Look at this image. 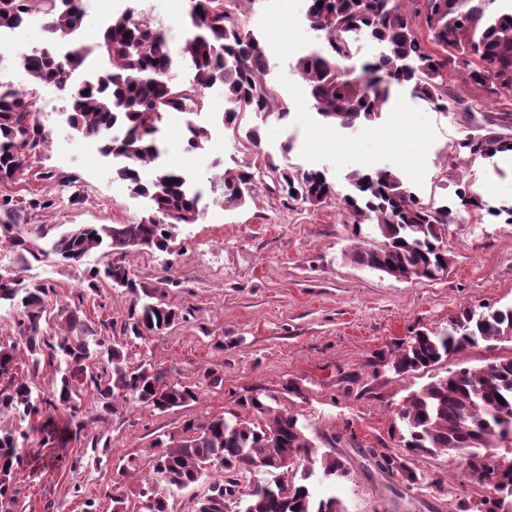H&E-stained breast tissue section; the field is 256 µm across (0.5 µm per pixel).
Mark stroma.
Wrapping results in <instances>:
<instances>
[{
  "mask_svg": "<svg viewBox=\"0 0 512 512\" xmlns=\"http://www.w3.org/2000/svg\"><path fill=\"white\" fill-rule=\"evenodd\" d=\"M302 4L258 0L245 16L266 49L269 80L292 106L286 120L260 122L250 115L245 125L258 126L262 149L284 154L286 165L327 168L342 193L354 168L397 171L425 203L455 201L458 183L471 185L485 208L466 223L449 225L448 275L403 281L352 263L345 252L354 236L374 245L381 237L370 226H356L339 202L313 207L283 199L267 177L252 200L233 211L206 197L196 223L177 225L171 252L131 257L142 291L162 298L179 315L148 344L127 343L122 332L133 295L106 284L87 289L84 271L104 264L101 253H91L79 266L31 262L24 277L47 285L48 317L80 307L104 338L126 344L132 360L151 352L155 366L199 384L201 396L162 414L125 403L108 423L89 427L77 440L47 444L34 434L12 479L16 500L0 512H83L89 501L98 512H111L110 497L117 493L137 504L149 472L146 450L158 435L181 429L189 418L223 415L241 397L260 391L297 413L319 453L345 462L344 476H324L318 467L309 482L318 496L339 497L347 512H448L449 503L473 505L481 497V488L460 475L449 457L417 459L420 480L406 488L373 470L362 451L399 452L404 428L397 414L411 391L448 371L512 356V342L490 347L481 341L431 368L402 375L377 363L416 331L446 330L463 308L512 304V224L490 214L512 202V156L477 159L461 168L458 181L446 179L455 145L477 134L484 117L499 115L507 103L485 97L467 118L398 89L368 126L353 132L327 126L308 108L295 69L297 58L313 46ZM92 6L84 28L88 38L130 6L151 12L181 36L189 34V0H93ZM35 94L43 104L37 118L48 141L29 157L11 190L22 198H47L51 205L22 213L18 234L46 248L73 225L134 224L147 216L149 203L131 197L111 159L69 125L65 98L51 86L36 87ZM224 109L223 95L214 91L196 118L212 131L204 153L185 150V116L166 115V165L203 178L243 163L237 140L215 120ZM286 144L291 150L285 154ZM341 430L347 438L333 442ZM131 458L139 471L123 474Z\"/></svg>",
  "mask_w": 512,
  "mask_h": 512,
  "instance_id": "stroma-1",
  "label": "stroma"
}]
</instances>
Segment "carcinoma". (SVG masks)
Here are the masks:
<instances>
[{
    "mask_svg": "<svg viewBox=\"0 0 512 512\" xmlns=\"http://www.w3.org/2000/svg\"><path fill=\"white\" fill-rule=\"evenodd\" d=\"M255 2L196 0L200 10L189 15L192 34L175 56L160 26L146 24L142 14L132 10L112 16L88 43L81 38L80 0H0V28H18L39 15L50 42L69 48L64 58L40 49L24 55L20 64L32 84L64 93L70 125L96 139L100 152L116 160V177L131 194L148 197L155 206L154 213L136 224L71 227L45 250L12 233L11 219L20 211L47 208L51 201L0 193V215L7 218L0 232L17 255L16 267H0V304L18 313V336L9 343L0 341V413L20 423L18 428L0 429L1 500L14 502L11 477L31 434L48 431L60 414L72 437L88 430L81 413L84 395L93 394L101 404L99 422L127 401L164 413L198 400L199 386L146 362L131 364L122 348L98 336L92 322L76 309L58 313L63 333L50 340L43 327L47 287L26 283L21 276L31 259L79 265L102 250L111 260L87 271L88 288L94 291L107 283L137 292L126 258L143 247L169 251L170 227L194 224L201 214L202 187L190 175L158 162L166 152L159 127L165 115L201 111L208 91L216 87L231 104L224 112V127L254 160L224 170L217 181L208 178L226 210L245 206L264 170L288 200L316 206L336 197V184L325 170L280 166L273 156L260 154L258 127H242L248 114L285 120L291 112L267 79L264 46L242 21L245 6ZM493 2L305 0L304 19L320 42L295 62L309 108L328 125L356 130L381 116L394 88L406 86L438 110L471 115L477 99L450 91L448 74L453 71L463 73L464 84L474 90L512 97V12L488 13ZM360 36L382 45L383 51L349 72L342 62L353 55ZM95 56L112 64V73H88L74 84L73 74L86 69ZM183 69L192 72L191 82L179 79ZM511 118V112L501 113L498 127L467 137L454 152L471 162L511 151L512 137L497 135V128ZM209 140L207 128L187 125L186 149L203 151ZM44 143L33 91L0 88V184L14 183L25 170L26 158ZM146 168L152 170L149 179L142 176ZM347 180L352 193L343 202L355 223L373 225L383 238L377 247L354 241L345 253L351 262L385 273L399 270L412 280L445 277L452 262L445 231L460 223L459 212L421 203L391 169H353ZM457 197L466 213L484 207L481 194L468 186L457 189ZM176 320L168 304L144 302L131 308L123 334L145 340L144 331L162 333ZM480 341L512 342V305L466 309L442 333L419 330L388 364L398 375L427 369ZM21 354L30 362L26 373L16 369ZM44 356L57 374L48 396L39 393L36 383ZM276 402L272 395L256 394L240 402L242 411L227 417L185 421L177 442L167 434L155 438L151 470L138 493V512H168L161 490L188 492L202 482L207 492L197 498L194 512H238L235 502L224 509V489L238 487L239 476L257 469L273 480L247 492L244 512H346L337 497L316 499L307 483L313 463L321 462L324 475L331 476L345 473L344 462L317 457L307 427ZM398 416L406 429V453L393 458L407 472V483L419 481L413 467L416 458L446 454L474 481L483 473L498 477L505 495L481 498L478 512H512V357L433 379L406 397ZM502 448L507 454L500 453ZM304 463L308 468L299 477Z\"/></svg>",
    "mask_w": 512,
    "mask_h": 512,
    "instance_id": "carcinoma-1",
    "label": "carcinoma"
}]
</instances>
